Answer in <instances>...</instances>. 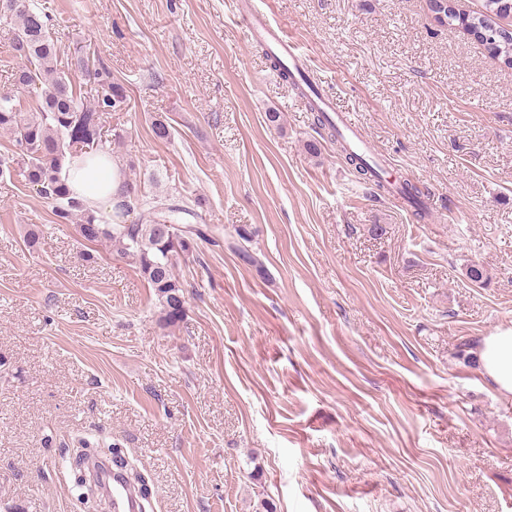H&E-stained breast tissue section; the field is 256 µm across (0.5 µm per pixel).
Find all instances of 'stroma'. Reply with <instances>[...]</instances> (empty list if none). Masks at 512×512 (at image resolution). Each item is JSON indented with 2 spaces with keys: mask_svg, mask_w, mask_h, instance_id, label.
<instances>
[{
  "mask_svg": "<svg viewBox=\"0 0 512 512\" xmlns=\"http://www.w3.org/2000/svg\"><path fill=\"white\" fill-rule=\"evenodd\" d=\"M244 2L35 0L73 85L81 46L125 90L102 129L123 177L221 242L178 265L166 328L133 260L0 178V512H91L81 438L154 512H512V398L454 355L512 327V68L428 0H262L387 179L448 216L419 222L321 139Z\"/></svg>",
  "mask_w": 512,
  "mask_h": 512,
  "instance_id": "1",
  "label": "stroma"
}]
</instances>
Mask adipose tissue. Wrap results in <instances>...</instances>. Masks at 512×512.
I'll use <instances>...</instances> for the list:
<instances>
[{
  "mask_svg": "<svg viewBox=\"0 0 512 512\" xmlns=\"http://www.w3.org/2000/svg\"><path fill=\"white\" fill-rule=\"evenodd\" d=\"M66 181L78 198L91 204L113 205L122 190L120 168L111 156L67 165ZM481 370L496 390L512 397V328L499 329L485 336L477 350Z\"/></svg>",
  "mask_w": 512,
  "mask_h": 512,
  "instance_id": "obj_1",
  "label": "adipose tissue"
}]
</instances>
